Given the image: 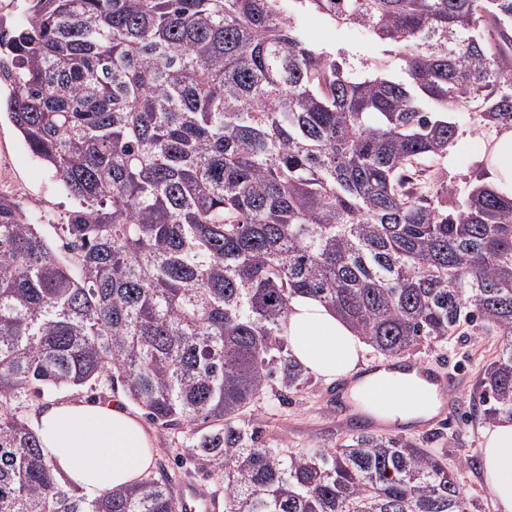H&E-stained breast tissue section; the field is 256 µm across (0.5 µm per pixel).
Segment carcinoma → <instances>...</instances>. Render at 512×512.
Returning a JSON list of instances; mask_svg holds the SVG:
<instances>
[{
  "mask_svg": "<svg viewBox=\"0 0 512 512\" xmlns=\"http://www.w3.org/2000/svg\"><path fill=\"white\" fill-rule=\"evenodd\" d=\"M28 0L0 29L10 122L74 202L59 257L0 194V512H181L174 481L78 495L26 411L115 389L224 490V512H467L418 438L291 451L247 418L313 376L294 297L395 360L494 327L487 423L512 417V196H426L455 114L512 129V0ZM312 11L380 46L306 36Z\"/></svg>",
  "mask_w": 512,
  "mask_h": 512,
  "instance_id": "carcinoma-1",
  "label": "carcinoma"
}]
</instances>
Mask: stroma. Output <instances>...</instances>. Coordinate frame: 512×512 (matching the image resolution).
I'll use <instances>...</instances> for the list:
<instances>
[{
    "label": "stroma",
    "instance_id": "35a3bbf8",
    "mask_svg": "<svg viewBox=\"0 0 512 512\" xmlns=\"http://www.w3.org/2000/svg\"><path fill=\"white\" fill-rule=\"evenodd\" d=\"M302 25L315 42L321 44L347 43L362 55L373 56L377 47L363 33L343 31L324 22L317 14L301 16ZM459 139L450 151L439 175L428 177V194L440 191L442 185L465 191L475 177L485 171V158L492 142L491 132L481 128L475 115L463 112L457 117ZM0 151L9 152L14 163V176L27 190L25 212L28 219L40 224L51 244L59 239L52 225L46 224L44 212L64 218L71 202L52 173L23 145L17 130L6 112H0ZM501 343L497 336H454L448 342L432 347H421L414 359L436 363L457 370L460 386L449 397L450 418L440 429L429 433L427 448L442 454L449 468L458 475L463 493L470 504V512H495L494 502L482 475V435L485 423L477 415L482 407L480 380L485 365L497 354ZM329 382L318 379L305 391L290 394L287 401L265 398L251 413L254 423L265 429L267 435L286 440L289 449L315 451L333 448L348 432L327 408ZM155 440L156 459L152 475H176L179 483L197 485L204 494H212L215 478L184 455L186 434L151 425Z\"/></svg>",
    "mask_w": 512,
    "mask_h": 512
}]
</instances>
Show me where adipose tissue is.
Instances as JSON below:
<instances>
[{
    "label": "adipose tissue",
    "mask_w": 512,
    "mask_h": 512,
    "mask_svg": "<svg viewBox=\"0 0 512 512\" xmlns=\"http://www.w3.org/2000/svg\"><path fill=\"white\" fill-rule=\"evenodd\" d=\"M498 193L512 195V129L496 136L486 165ZM288 343L314 376L333 380L356 371L366 343L332 309L309 296L295 297ZM352 399L374 416L407 423L436 414L434 386L414 374L381 371L366 377ZM44 455L71 486L89 498L127 488L151 467L152 438L124 401L46 402L32 418ZM486 487L497 512H512V418L500 417L483 434Z\"/></svg>",
    "instance_id": "ef3b65f1"
}]
</instances>
